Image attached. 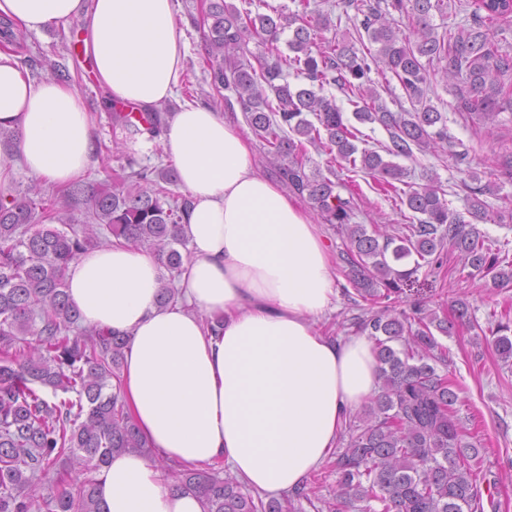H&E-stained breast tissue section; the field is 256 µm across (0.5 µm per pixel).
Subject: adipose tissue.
<instances>
[{
    "instance_id": "adipose-tissue-1",
    "label": "adipose tissue",
    "mask_w": 512,
    "mask_h": 512,
    "mask_svg": "<svg viewBox=\"0 0 512 512\" xmlns=\"http://www.w3.org/2000/svg\"><path fill=\"white\" fill-rule=\"evenodd\" d=\"M0 19L42 32L73 21L85 34L98 85L117 105L174 97L185 44L176 0H0ZM0 129L15 132L0 160V190L16 165L65 187L88 167L95 128L78 91L32 80L0 50ZM191 203L183 217L193 261L180 301L159 304L163 267L149 251L112 245L66 271L84 324L127 336L126 408L147 455H113L96 474L99 512H204L154 458L186 467L220 463L256 489L302 486L336 446L344 418L378 387L374 343L319 334L337 297L319 228L256 171L236 124L183 102L161 136ZM219 320L204 331L202 317Z\"/></svg>"
}]
</instances>
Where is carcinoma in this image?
<instances>
[{
  "instance_id": "cac0c4a2",
  "label": "carcinoma",
  "mask_w": 512,
  "mask_h": 512,
  "mask_svg": "<svg viewBox=\"0 0 512 512\" xmlns=\"http://www.w3.org/2000/svg\"><path fill=\"white\" fill-rule=\"evenodd\" d=\"M204 4L208 96L229 106L222 91L235 93L280 181L307 200L323 223L345 234L351 288L344 294L361 311L352 327L375 344L377 394L342 425L336 502L326 505L328 512H483L482 443L458 417L455 383L434 365L446 362L445 354H436L441 346L434 331L450 335L457 326L479 324L462 299L453 301L450 318L420 306L409 315L391 302L421 268H441L445 249L470 268L469 276H488L494 288L512 283V263L502 268L508 256L492 251L476 227L488 217L481 196L494 193V186H466L464 214L448 209L437 180L410 187L401 203L418 223L396 236L385 224L368 229L352 223L354 199L341 198L336 182L307 170L306 146L333 152L349 171L359 168L397 190L401 168L375 150L358 149L356 128L320 90L338 86L355 119L385 129L388 154L410 156L415 147L448 143L446 118L426 96L435 63L456 110L483 123L512 111V82L502 81L512 75V54L490 35L512 16V0H478L473 25L454 33L433 23L432 12H443L445 0H353L363 16L360 27L378 45L374 51L361 38H326L330 17L318 10L308 17L307 3L300 14L275 10L254 17L226 0ZM287 27L294 56L250 60L251 39L273 43ZM0 45L23 47V31L0 21ZM286 66L302 83L288 82ZM373 66L399 83L412 110L392 112L378 102L368 78ZM30 67L70 79L65 67L47 58L30 61ZM167 117L158 107L137 114L115 107L112 126L155 141ZM168 184H178L175 170L129 159L115 177L56 191L34 182L8 202L0 198V512H98L95 473L114 453L147 451L122 395L128 339L80 322L65 269L89 249L121 239L156 253L168 272L160 303L176 301L175 281L191 257L182 229L190 201ZM411 257L413 266L402 267ZM491 333L501 359L511 360L512 313H500ZM52 470L57 478L42 481ZM70 471L84 474L76 495L68 488ZM164 473L196 493L206 512H302L301 501L312 502L305 485L281 501L215 468L169 463Z\"/></svg>"
}]
</instances>
